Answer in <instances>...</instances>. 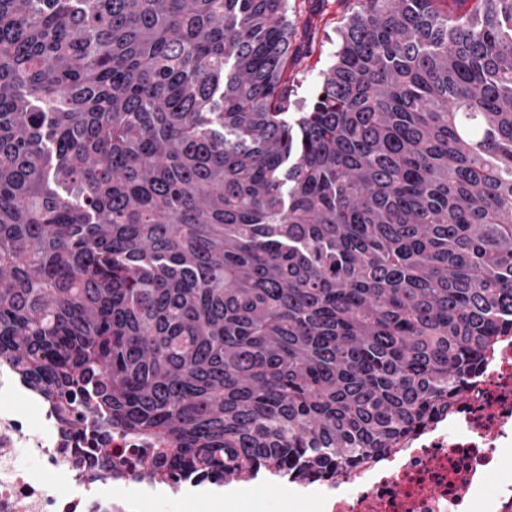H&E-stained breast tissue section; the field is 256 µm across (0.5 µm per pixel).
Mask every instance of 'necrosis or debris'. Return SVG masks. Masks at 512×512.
Returning a JSON list of instances; mask_svg holds the SVG:
<instances>
[{"label":"necrosis or debris","mask_w":512,"mask_h":512,"mask_svg":"<svg viewBox=\"0 0 512 512\" xmlns=\"http://www.w3.org/2000/svg\"><path fill=\"white\" fill-rule=\"evenodd\" d=\"M0 364V512H156L182 501L183 481L143 480L151 441L113 433L112 469L90 472L73 454L93 447ZM318 512H512V339L497 343L452 411L404 447L349 478L320 483Z\"/></svg>","instance_id":"4bbe7bcc"}]
</instances>
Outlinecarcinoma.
I'll list each match as a JSON object with an SVG mask.
<instances>
[{
    "mask_svg": "<svg viewBox=\"0 0 512 512\" xmlns=\"http://www.w3.org/2000/svg\"><path fill=\"white\" fill-rule=\"evenodd\" d=\"M0 0V363L143 477H346L512 336V0ZM359 8L356 0H289L288 14L299 30L308 25L313 38L310 47L297 51L288 61V84L292 99L309 102L316 92L320 75L336 60L339 30Z\"/></svg>",
    "mask_w": 512,
    "mask_h": 512,
    "instance_id": "cac0c4a2",
    "label": "carcinoma"
}]
</instances>
